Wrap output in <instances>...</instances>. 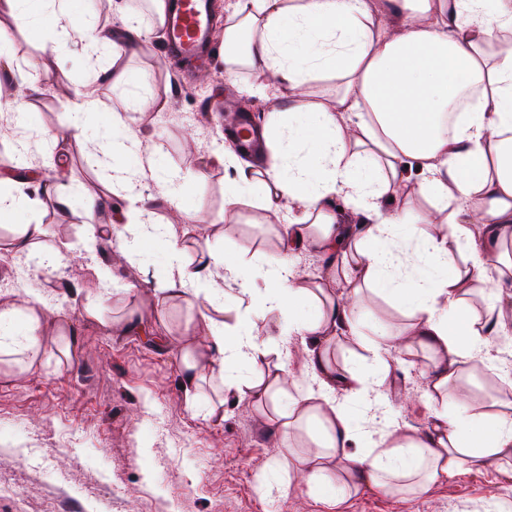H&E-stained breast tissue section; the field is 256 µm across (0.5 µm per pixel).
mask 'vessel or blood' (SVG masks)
Here are the masks:
<instances>
[{
	"label": "vessel or blood",
	"mask_w": 512,
	"mask_h": 512,
	"mask_svg": "<svg viewBox=\"0 0 512 512\" xmlns=\"http://www.w3.org/2000/svg\"><path fill=\"white\" fill-rule=\"evenodd\" d=\"M163 28L167 46L172 52V67L194 62L206 70L210 68L214 55L223 51L222 43L215 39L209 27L207 0H177L175 7L166 13ZM236 122L237 146L252 155H261L265 146L255 124L243 114L237 115Z\"/></svg>",
	"instance_id": "vessel-or-blood-1"
}]
</instances>
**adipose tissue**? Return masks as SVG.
<instances>
[{
	"label": "adipose tissue",
	"instance_id": "obj_1",
	"mask_svg": "<svg viewBox=\"0 0 512 512\" xmlns=\"http://www.w3.org/2000/svg\"><path fill=\"white\" fill-rule=\"evenodd\" d=\"M394 23L372 26L368 0H234L235 22L224 30V77L248 66L287 82V108L269 112L264 125L269 158L264 167L238 163L241 183L224 195V215H237L245 192L265 208L286 211L284 246L313 250L342 272L343 288L332 291L299 276L288 256L256 287L247 267L226 252L197 251L194 262L168 225L151 224L137 189L138 173L124 158L138 146L126 116L103 112L87 91H73L72 123L35 134L77 148L93 142L91 119L103 116L112 129L103 143L117 180L127 185L126 206L117 217L123 247H164L168 267L154 300L178 298L187 306L206 300L214 314L205 336L185 326L180 371L188 404L201 398L205 375L220 384L209 416L221 415L228 397L272 406V423L290 435L312 433L317 452L289 454L288 465L342 501L359 489L417 495L463 471L512 464V378L500 376L505 398L474 409L470 397L449 392L462 368L495 372L492 334L512 330V0H390ZM21 15L32 32L71 16L72 0H0ZM119 29L101 28L91 38L112 53L146 45L130 0H115ZM323 78L336 81L326 101L309 93ZM419 171L416 193L429 209L411 203L389 209L403 195L407 170ZM350 222H343L342 214ZM498 252L495 267L489 253ZM237 284L256 312L238 314L235 325L220 319L223 283ZM372 291L408 318L414 343L432 355L428 386L431 428L424 434L395 426L381 449L365 447L368 432L356 410L390 371L383 355L397 343L381 322L364 327L363 293ZM305 316H297V306ZM58 321L55 344L70 357L77 332L63 324L60 307L40 292H24L22 309L0 308V354L37 356L47 346L43 325ZM282 342L276 365L260 340L261 328ZM311 337L306 372L309 387L291 395L279 386L288 371L290 346ZM344 336L371 350V373L338 366L324 351ZM247 369L238 377V369ZM343 402H336V392Z\"/></svg>",
	"mask_w": 512,
	"mask_h": 512
}]
</instances>
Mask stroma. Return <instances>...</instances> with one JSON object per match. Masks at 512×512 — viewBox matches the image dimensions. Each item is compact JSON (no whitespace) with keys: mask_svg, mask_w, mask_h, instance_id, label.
I'll use <instances>...</instances> for the list:
<instances>
[{"mask_svg":"<svg viewBox=\"0 0 512 512\" xmlns=\"http://www.w3.org/2000/svg\"><path fill=\"white\" fill-rule=\"evenodd\" d=\"M46 39L49 51L26 33L18 16L0 12V46L19 65L40 60L32 74L40 88L29 101L33 126L54 130L71 119L67 92L88 89L106 110L130 115L140 148L126 166L144 174L142 190L153 195L152 223L167 224L172 234L196 248L226 251L248 262L256 281L281 256L285 212L256 206L245 195L237 219L224 221V185L239 177L236 166L219 163L224 151L223 113L248 100L256 122L284 107L288 87H268L266 74L241 69L234 80L216 66L208 83L190 70H172L163 38L143 50L112 59L103 46L80 37L71 22L61 21ZM130 74L129 83L113 85V68ZM71 158L65 178H53V194L29 188L14 212L15 224L46 226L47 235L31 254H0V307L19 309L14 283L22 270L47 298L63 306L78 332L79 349L58 363L57 350L45 349L33 366L15 356L0 357V512H496L512 508V477L494 468L465 471L432 484L419 496L364 491L333 506L306 480L280 463L270 416L248 399H228L223 418L205 407L189 408L180 374V330L198 323L204 305L187 307L170 299L159 307L151 295L162 282L167 256L157 249L126 253L119 237H105L88 254L91 225L113 221L112 204L125 186L113 177L112 162L96 148L49 146L32 140L28 154L34 169L45 170L48 153ZM173 173L200 168L203 178L184 190V203L196 220L174 219L163 202L164 184L149 177L150 168ZM81 185L96 199L93 212L81 204L59 205L58 196ZM60 251L59 269L38 268L40 256ZM112 271L111 294L100 318L86 308L102 267ZM135 314L149 323L148 335L108 332L107 322ZM390 366L384 384L372 393L362 416L373 441L388 438L391 410L400 423L425 432L432 419L425 407L430 354L398 345L385 355ZM275 476L287 491L262 494L258 473Z\"/></svg>","mask_w":512,"mask_h":512,"instance_id":"obj_1","label":"stroma"}]
</instances>
